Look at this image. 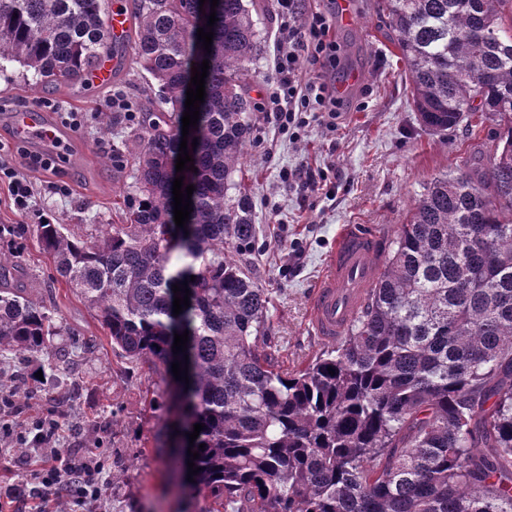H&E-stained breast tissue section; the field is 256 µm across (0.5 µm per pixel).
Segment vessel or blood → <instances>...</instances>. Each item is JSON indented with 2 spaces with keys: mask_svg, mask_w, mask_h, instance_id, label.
Returning a JSON list of instances; mask_svg holds the SVG:
<instances>
[{
  "mask_svg": "<svg viewBox=\"0 0 512 512\" xmlns=\"http://www.w3.org/2000/svg\"><path fill=\"white\" fill-rule=\"evenodd\" d=\"M106 26L110 42L123 46L130 26L123 0H113ZM10 129L15 140L49 150L67 141L64 128L35 107L12 110ZM381 266L378 233L361 224L343 225L310 299L308 320L316 336L331 343L341 339L376 284Z\"/></svg>",
  "mask_w": 512,
  "mask_h": 512,
  "instance_id": "b4317fda",
  "label": "vessel or blood"
}]
</instances>
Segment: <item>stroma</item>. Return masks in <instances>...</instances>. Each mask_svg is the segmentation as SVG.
I'll return each mask as SVG.
<instances>
[{
	"label": "stroma",
	"mask_w": 512,
	"mask_h": 512,
	"mask_svg": "<svg viewBox=\"0 0 512 512\" xmlns=\"http://www.w3.org/2000/svg\"><path fill=\"white\" fill-rule=\"evenodd\" d=\"M245 3L265 39L264 56L253 63L246 86L254 98L271 74L278 19L275 0ZM304 9L332 18V35L340 47L336 81L345 91L343 112L335 130L313 120L297 142L263 112H254L241 173L259 228V250L249 256L248 268L270 297L265 350L291 371L329 348L311 332L307 311L341 225H370L382 240L392 239L433 177L493 148L488 134L472 135L466 121L441 134L422 125L400 51L385 35L378 0H350L348 22L341 18L340 0H305ZM116 94L134 104L160 100L155 82L128 69L96 90L64 83L48 91L23 77L17 63L0 67V101L76 112L84 121L82 129L72 132L55 169L25 171L40 212L79 235L114 223L132 183L129 173L112 167V149L132 121H122L105 136L98 130ZM303 163L323 175L319 191L306 197L284 191L279 178L283 170ZM54 183L66 186V194L53 193ZM2 226L16 229L14 243L0 240V252L16 264L12 287L53 308L59 333L51 337L49 349L69 355L63 374L48 357L28 364L24 379L12 386L15 399L29 413L54 411L62 425L61 447H85L91 436L103 440L104 472L112 478V491L87 502L84 512H208V492L187 490L177 469L166 463L178 419L172 371L152 358H131L113 347L94 310L59 276L32 224L15 211L0 184ZM84 342L92 343L93 354L81 351Z\"/></svg>",
	"instance_id": "obj_1"
}]
</instances>
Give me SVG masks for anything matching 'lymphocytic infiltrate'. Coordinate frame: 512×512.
<instances>
[{
	"mask_svg": "<svg viewBox=\"0 0 512 512\" xmlns=\"http://www.w3.org/2000/svg\"><path fill=\"white\" fill-rule=\"evenodd\" d=\"M303 0H277L279 26L278 62L275 77L267 82L261 108L282 130L299 132L309 118L334 127L342 102L329 82L338 64V47L330 32L329 15H303ZM7 182L16 211L37 217L32 185L12 159V148L0 142V182ZM60 424L53 414L27 420L11 393L0 394V442L44 450L46 460L36 469L31 483L17 486L10 494L15 504L47 501L49 489L59 490L74 505L99 499L105 486L104 463L99 455L80 448L55 444Z\"/></svg>",
	"mask_w": 512,
	"mask_h": 512,
	"instance_id": "lymphocytic-infiltrate-1",
	"label": "lymphocytic infiltrate"
}]
</instances>
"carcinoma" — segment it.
<instances>
[{
    "mask_svg": "<svg viewBox=\"0 0 512 512\" xmlns=\"http://www.w3.org/2000/svg\"><path fill=\"white\" fill-rule=\"evenodd\" d=\"M509 4L381 0L423 125L442 132L478 113L495 145L484 171L464 159L428 183L347 334L290 372L259 350L268 296L237 259L258 235L235 174L264 41L244 0H219L209 52L191 25L197 0H128L133 63L172 111L140 105L112 157L135 165L122 223L89 238L52 221L34 232L128 356L166 364L174 334L189 331L180 406L204 425L189 488L209 490L210 512H512ZM106 13V0H0V58L48 87L80 81L109 49ZM206 59L193 211L179 228L182 112ZM185 281L189 307L175 316L172 285ZM55 328L47 307L0 287V353L27 361Z\"/></svg>",
    "mask_w": 512,
    "mask_h": 512,
    "instance_id": "carcinoma-1",
    "label": "carcinoma"
}]
</instances>
